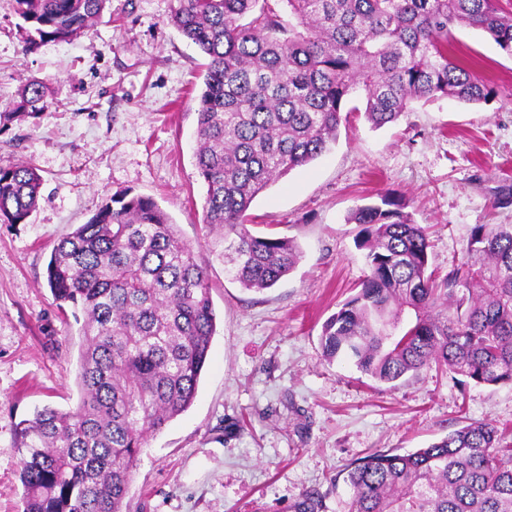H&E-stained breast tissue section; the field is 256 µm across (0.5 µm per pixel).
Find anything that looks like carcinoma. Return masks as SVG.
Segmentation results:
<instances>
[{"label": "carcinoma", "mask_w": 512, "mask_h": 512, "mask_svg": "<svg viewBox=\"0 0 512 512\" xmlns=\"http://www.w3.org/2000/svg\"><path fill=\"white\" fill-rule=\"evenodd\" d=\"M109 2L15 0L24 49L86 34ZM171 23L207 59L194 157L212 253L253 292L288 276L302 251L252 231L248 210L336 142L353 98L377 129L417 101L495 97L449 54L457 24L512 56L500 0H177ZM47 108L33 80L0 124ZM41 186L28 163L0 167V223H26ZM405 208L389 193L352 211L367 274L323 323V356H349L383 383L432 367L463 385L512 383V224L475 225L441 276L429 269L427 227ZM46 283L61 312L83 318L81 398L17 425L24 512H126L147 438L195 399L216 332L207 271L154 198L124 192L59 240ZM347 482V512H512V445L493 421L471 422L414 452L360 458ZM319 509L309 494L291 506Z\"/></svg>", "instance_id": "1"}]
</instances>
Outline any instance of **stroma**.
<instances>
[{"instance_id": "1", "label": "stroma", "mask_w": 512, "mask_h": 512, "mask_svg": "<svg viewBox=\"0 0 512 512\" xmlns=\"http://www.w3.org/2000/svg\"><path fill=\"white\" fill-rule=\"evenodd\" d=\"M176 0H111L88 35L23 51L24 22L0 0V112L27 82L51 107L0 132V166L43 178L24 224H0V512H23L16 426L35 411L76 408L79 324L46 284L58 240L112 195L153 197L207 269L216 334L196 397L150 437L128 512H290L303 494L347 512L346 468L374 451L405 454L473 421L512 430V385L460 384L436 369L383 383L350 359L327 361L324 321L363 278L356 206L393 192L430 233L432 269L461 260L477 224H512L494 207L512 184V56L458 29L452 56L490 79L497 96L414 104L371 129L349 113L338 140L272 184L248 214L258 230L294 238L296 269L274 288L244 290L210 254L205 187L196 174V99L204 57L170 23Z\"/></svg>"}]
</instances>
